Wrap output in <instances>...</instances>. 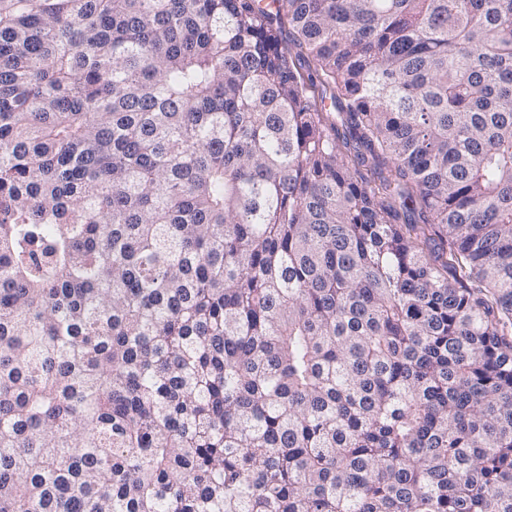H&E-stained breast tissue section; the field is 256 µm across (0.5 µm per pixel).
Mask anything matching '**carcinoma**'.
Instances as JSON below:
<instances>
[{"instance_id":"cac0c4a2","label":"carcinoma","mask_w":512,"mask_h":512,"mask_svg":"<svg viewBox=\"0 0 512 512\" xmlns=\"http://www.w3.org/2000/svg\"><path fill=\"white\" fill-rule=\"evenodd\" d=\"M0 512H512V0H0Z\"/></svg>"}]
</instances>
